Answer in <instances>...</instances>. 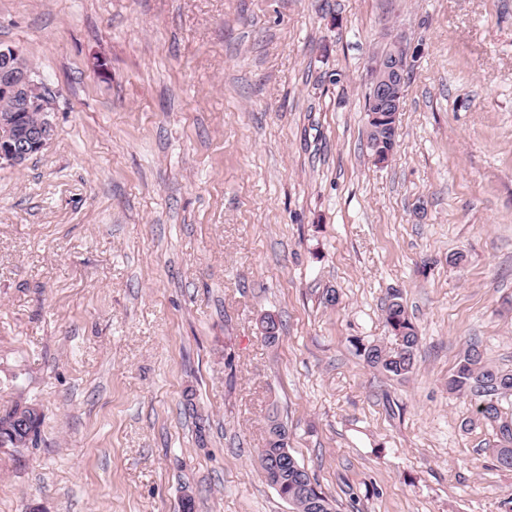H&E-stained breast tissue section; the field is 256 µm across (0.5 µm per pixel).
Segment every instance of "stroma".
Here are the masks:
<instances>
[{"label":"stroma","instance_id":"1","mask_svg":"<svg viewBox=\"0 0 512 512\" xmlns=\"http://www.w3.org/2000/svg\"><path fill=\"white\" fill-rule=\"evenodd\" d=\"M0 44L53 125L0 167V409L43 415L0 447V512H292L273 406L337 512H512L495 423L448 390L474 343L512 369V0H0ZM395 290L403 377L362 353ZM394 48L391 55L386 56ZM391 52H389L390 54ZM417 57L402 33H396L382 56L373 60L370 67L372 93L366 112L379 127L390 130L402 110L408 73ZM20 407H24L23 413L28 414V419L30 422V428L32 430V437L24 439V436L18 437L17 441L14 442L11 438L10 430L14 429L13 418L17 414L18 409ZM41 422V414L38 412L37 408L33 406H21L20 404H16L9 409H5L4 412L0 411V437L7 436L9 441L6 444H9L14 447L26 446L28 443L36 442L38 428ZM0 440V445L4 442Z\"/></svg>","mask_w":512,"mask_h":512}]
</instances>
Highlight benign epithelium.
<instances>
[{
	"label": "benign epithelium",
	"mask_w": 512,
	"mask_h": 512,
	"mask_svg": "<svg viewBox=\"0 0 512 512\" xmlns=\"http://www.w3.org/2000/svg\"><path fill=\"white\" fill-rule=\"evenodd\" d=\"M390 46L392 54L374 59L370 67L372 93L366 108L371 120L388 130L396 127L408 73L417 57L401 33L393 36ZM22 59L18 48L0 45V95L14 101L12 110L0 114V166H22L52 136L46 86Z\"/></svg>",
	"instance_id": "obj_1"
}]
</instances>
